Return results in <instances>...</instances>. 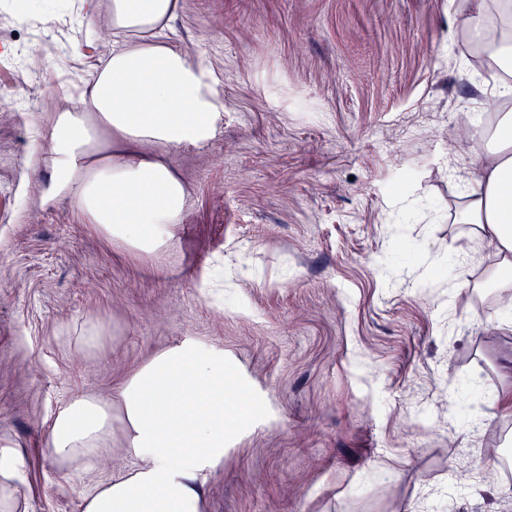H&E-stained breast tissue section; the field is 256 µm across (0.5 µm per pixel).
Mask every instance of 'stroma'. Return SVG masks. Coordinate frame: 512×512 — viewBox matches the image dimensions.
Segmentation results:
<instances>
[{"mask_svg":"<svg viewBox=\"0 0 512 512\" xmlns=\"http://www.w3.org/2000/svg\"><path fill=\"white\" fill-rule=\"evenodd\" d=\"M61 2L0 7V449L21 460L23 512H81L134 467L120 411L81 476L49 454V418L75 393L116 402L187 337L264 406L227 427L205 512H512V289L488 283L494 257L460 263L494 120L469 0H181L164 38L218 74L224 123L165 156L189 197L156 261L37 202L57 84L112 47L87 10L58 26ZM218 255L220 305L200 286ZM90 316L110 329L91 355L60 334Z\"/></svg>","mask_w":512,"mask_h":512,"instance_id":"35a3bbf8","label":"stroma"}]
</instances>
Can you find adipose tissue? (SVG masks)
I'll use <instances>...</instances> for the list:
<instances>
[{"label":"adipose tissue","instance_id":"ef3b65f1","mask_svg":"<svg viewBox=\"0 0 512 512\" xmlns=\"http://www.w3.org/2000/svg\"><path fill=\"white\" fill-rule=\"evenodd\" d=\"M117 41L86 76L72 106L40 134L50 171L39 200L70 199L109 242L162 257L182 222L187 192L167 151L212 139L224 122L218 75L161 39L180 0H88ZM487 0H472L470 35L494 58L512 60V39L486 24ZM484 176L467 195L461 223L491 248L495 278L512 288V113L484 131ZM125 447L138 467L84 491V512H204V482L224 464L225 425L255 419L223 350L183 339L140 367L119 389ZM112 439V406L72 395L52 416L47 448L77 472Z\"/></svg>","mask_w":512,"mask_h":512}]
</instances>
